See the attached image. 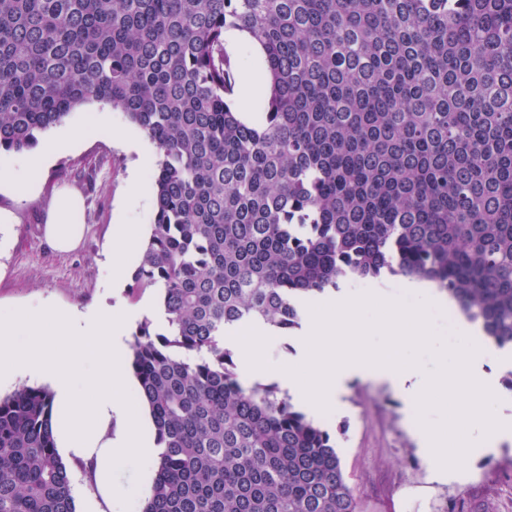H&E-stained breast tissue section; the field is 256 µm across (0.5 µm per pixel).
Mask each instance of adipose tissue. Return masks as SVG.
<instances>
[{"label":"adipose tissue","mask_w":512,"mask_h":512,"mask_svg":"<svg viewBox=\"0 0 512 512\" xmlns=\"http://www.w3.org/2000/svg\"><path fill=\"white\" fill-rule=\"evenodd\" d=\"M83 127L31 148L23 174L11 153L0 149V186L27 196L49 162L75 141L101 134ZM81 202L59 192L44 226L47 242L67 252L81 241ZM142 247V229L116 225L107 259L111 279L106 298L87 310L27 309L0 319V384L24 377L49 382L62 416L54 436L59 448L93 471L84 485L91 512H136L134 500L151 485L158 465L150 420L127 366L129 329L136 314L119 292Z\"/></svg>","instance_id":"ef3b65f1"}]
</instances>
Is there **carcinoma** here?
Returning a JSON list of instances; mask_svg holds the SVG:
<instances>
[{"label": "carcinoma", "instance_id": "obj_1", "mask_svg": "<svg viewBox=\"0 0 512 512\" xmlns=\"http://www.w3.org/2000/svg\"><path fill=\"white\" fill-rule=\"evenodd\" d=\"M226 29L264 53L257 122ZM89 100L157 149L133 288L166 327L130 343L159 449L142 512H358L330 432L243 386L224 334L288 333L298 297L389 274L512 346V0H0V148ZM0 512H76L44 387L0 396Z\"/></svg>", "mask_w": 512, "mask_h": 512}]
</instances>
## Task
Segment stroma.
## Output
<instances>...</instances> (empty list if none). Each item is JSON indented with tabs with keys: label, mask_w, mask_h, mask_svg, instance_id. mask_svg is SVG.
I'll use <instances>...</instances> for the list:
<instances>
[{
	"label": "stroma",
	"mask_w": 512,
	"mask_h": 512,
	"mask_svg": "<svg viewBox=\"0 0 512 512\" xmlns=\"http://www.w3.org/2000/svg\"><path fill=\"white\" fill-rule=\"evenodd\" d=\"M101 110L115 138H91L57 156L28 197L0 190V209L14 217L0 252V318L41 305L82 310L96 305L109 277L104 260L114 225L152 222L153 196L130 198L126 185L135 170L144 187H151L156 149L145 143L140 157L123 145V138L137 139L141 133L122 112L89 101L46 134L67 132ZM63 189L82 199L80 220L86 228L81 244L68 253L54 250L42 231ZM341 401L321 423L339 432L337 451L359 512H512L511 448L476 452L464 470L437 476L409 431L412 402L388 383L351 378Z\"/></svg>",
	"instance_id": "35a3bbf8"
}]
</instances>
